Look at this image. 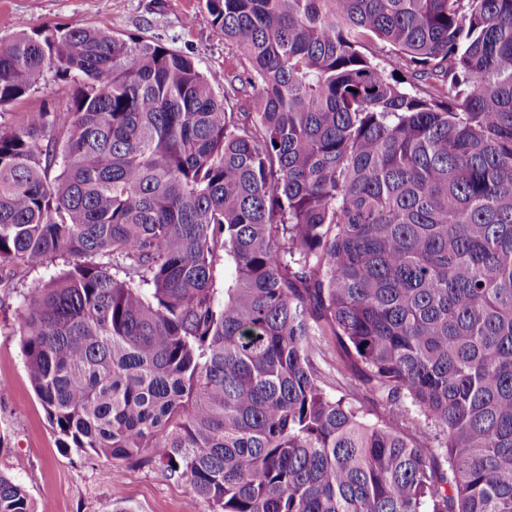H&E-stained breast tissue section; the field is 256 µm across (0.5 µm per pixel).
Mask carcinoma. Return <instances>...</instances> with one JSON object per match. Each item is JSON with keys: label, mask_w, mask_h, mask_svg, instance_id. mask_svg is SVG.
Wrapping results in <instances>:
<instances>
[{"label": "carcinoma", "mask_w": 512, "mask_h": 512, "mask_svg": "<svg viewBox=\"0 0 512 512\" xmlns=\"http://www.w3.org/2000/svg\"><path fill=\"white\" fill-rule=\"evenodd\" d=\"M205 8L222 99L144 37L0 41V106L61 81L0 125V266L69 264L19 326L60 445L212 512H512V0ZM52 74H46L37 84L36 89L20 99L0 107V122L4 125L14 124L21 113L37 112L45 106L57 104V84Z\"/></svg>", "instance_id": "carcinoma-1"}]
</instances>
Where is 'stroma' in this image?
Instances as JSON below:
<instances>
[{
  "label": "stroma",
  "mask_w": 512,
  "mask_h": 512,
  "mask_svg": "<svg viewBox=\"0 0 512 512\" xmlns=\"http://www.w3.org/2000/svg\"><path fill=\"white\" fill-rule=\"evenodd\" d=\"M7 27L0 39L52 25L98 26L142 36L192 58L206 72L238 66L232 46L212 32L203 0H0ZM57 83L45 75L34 91L0 106V123L56 104ZM66 267L58 257L18 270L0 284V474L25 487L37 512H211L190 486L153 465H131L59 446L29 379L19 336L23 297Z\"/></svg>",
  "instance_id": "obj_1"
}]
</instances>
